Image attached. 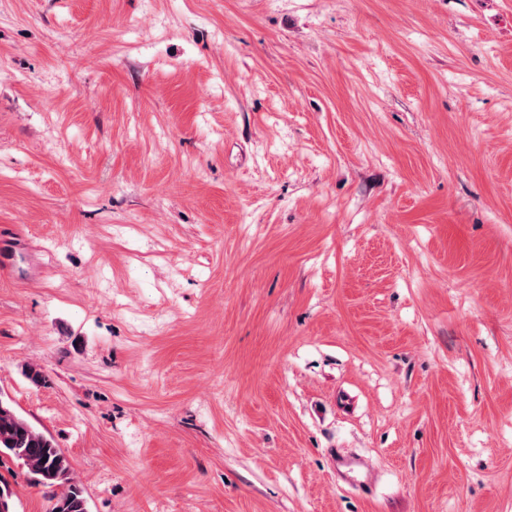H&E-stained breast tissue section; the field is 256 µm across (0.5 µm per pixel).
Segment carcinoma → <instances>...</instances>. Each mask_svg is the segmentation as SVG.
<instances>
[{"label": "carcinoma", "instance_id": "cac0c4a2", "mask_svg": "<svg viewBox=\"0 0 512 512\" xmlns=\"http://www.w3.org/2000/svg\"><path fill=\"white\" fill-rule=\"evenodd\" d=\"M13 458L34 487L50 493L49 512H88L83 488L74 479L69 459L53 439L19 416L0 396V455Z\"/></svg>", "mask_w": 512, "mask_h": 512}]
</instances>
